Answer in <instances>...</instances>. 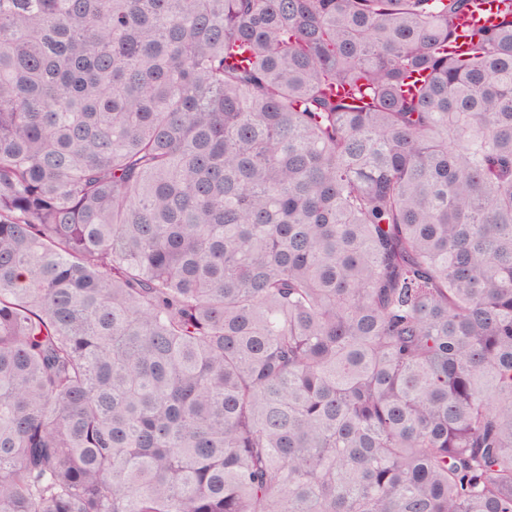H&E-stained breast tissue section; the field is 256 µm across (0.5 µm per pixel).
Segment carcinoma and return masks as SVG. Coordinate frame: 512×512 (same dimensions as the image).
<instances>
[{
    "label": "carcinoma",
    "instance_id": "1",
    "mask_svg": "<svg viewBox=\"0 0 512 512\" xmlns=\"http://www.w3.org/2000/svg\"><path fill=\"white\" fill-rule=\"evenodd\" d=\"M0 0V512H512V0ZM478 9L469 16L465 22L467 34L475 32L482 26H487L497 22V9L499 0H477Z\"/></svg>",
    "mask_w": 512,
    "mask_h": 512
}]
</instances>
